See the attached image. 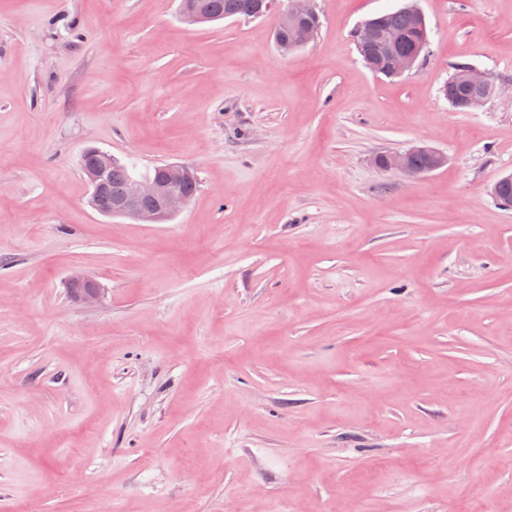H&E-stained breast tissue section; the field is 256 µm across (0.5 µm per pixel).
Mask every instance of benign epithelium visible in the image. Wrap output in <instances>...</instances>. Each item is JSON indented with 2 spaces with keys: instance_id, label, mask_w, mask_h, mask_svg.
Returning a JSON list of instances; mask_svg holds the SVG:
<instances>
[{
  "instance_id": "benign-epithelium-1",
  "label": "benign epithelium",
  "mask_w": 512,
  "mask_h": 512,
  "mask_svg": "<svg viewBox=\"0 0 512 512\" xmlns=\"http://www.w3.org/2000/svg\"><path fill=\"white\" fill-rule=\"evenodd\" d=\"M268 11L278 13L282 23L293 31L291 49L306 45L314 39L319 26L314 23L318 19L315 0H257L254 15L260 17ZM357 43L371 45L381 42V35L375 25L370 22L362 24L355 32ZM383 52L390 59L392 74L400 77L411 71L421 56V49L409 52H398L390 46L382 45ZM465 84L479 90L469 104L477 108L484 103L482 91L491 81L477 69L469 67L462 72ZM425 154L430 163L421 168L413 166V158ZM96 163L85 169V177L89 185V204L93 210L104 216H117L131 219L140 224H162L178 214L188 203L178 185L181 180L191 176L188 167L169 164L164 167L165 179L138 180L128 194L109 206L102 204L105 187V174L115 159L108 153H96ZM447 162V156L426 145H411L408 148L373 158L376 167L383 170H398L410 177H421L431 173ZM69 286L87 305L98 302L101 296L100 285L91 277L76 269L69 277Z\"/></svg>"
}]
</instances>
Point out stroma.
<instances>
[{"instance_id":"35a3bbf8","label":"stroma","mask_w":512,"mask_h":512,"mask_svg":"<svg viewBox=\"0 0 512 512\" xmlns=\"http://www.w3.org/2000/svg\"><path fill=\"white\" fill-rule=\"evenodd\" d=\"M178 2L0 0V512H512V0H419L394 80L353 33L404 0L287 56ZM414 142L447 164L373 165ZM91 148L198 189L101 216ZM459 67L460 66H458L456 72L450 76V78H448V82L443 86V94L453 107L465 111L464 104L469 98L472 97V94L464 87L461 80L459 79V75L462 73L461 76L463 82L480 91L469 101L472 109L477 108L485 102V97H482V93L487 86L491 85V81L475 68ZM69 286L87 305L98 302L101 296L100 285L91 277L76 269L69 277Z\"/></svg>"}]
</instances>
